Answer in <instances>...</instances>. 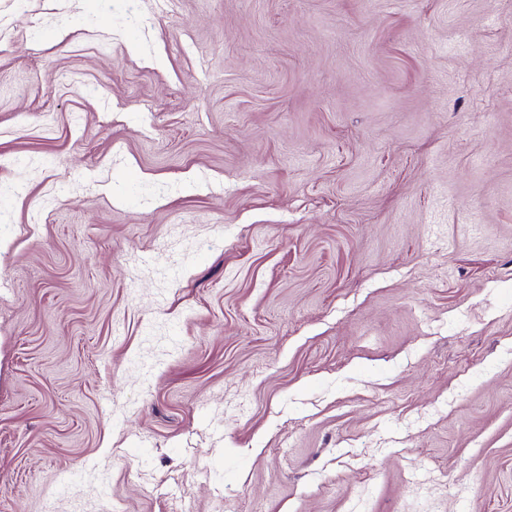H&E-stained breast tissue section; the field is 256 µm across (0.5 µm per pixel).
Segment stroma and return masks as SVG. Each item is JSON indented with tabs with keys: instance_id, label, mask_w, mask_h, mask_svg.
<instances>
[{
	"instance_id": "1",
	"label": "stroma",
	"mask_w": 512,
	"mask_h": 512,
	"mask_svg": "<svg viewBox=\"0 0 512 512\" xmlns=\"http://www.w3.org/2000/svg\"><path fill=\"white\" fill-rule=\"evenodd\" d=\"M512 512V0H0V512Z\"/></svg>"
}]
</instances>
